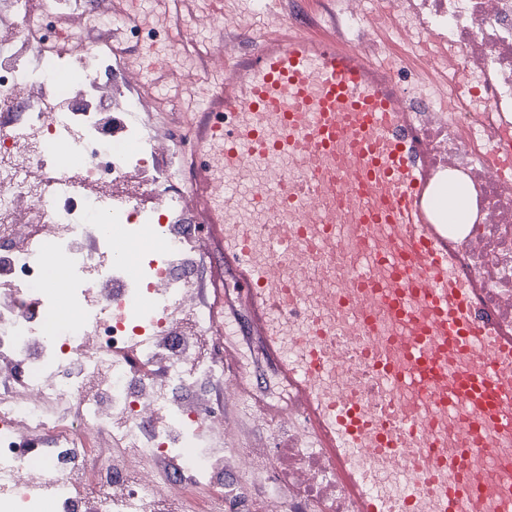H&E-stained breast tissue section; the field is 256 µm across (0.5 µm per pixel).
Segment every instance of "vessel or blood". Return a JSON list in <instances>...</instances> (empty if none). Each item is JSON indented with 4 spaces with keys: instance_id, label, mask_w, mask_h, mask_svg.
I'll return each mask as SVG.
<instances>
[{
    "instance_id": "1",
    "label": "vessel or blood",
    "mask_w": 512,
    "mask_h": 512,
    "mask_svg": "<svg viewBox=\"0 0 512 512\" xmlns=\"http://www.w3.org/2000/svg\"><path fill=\"white\" fill-rule=\"evenodd\" d=\"M140 2L106 13L143 39L104 41L153 107L184 118L174 157L200 248L221 256L209 308L240 391L298 414L355 512H512V329L429 219L396 84L272 10L244 43L224 38L227 0ZM198 10L206 40L181 23ZM231 311L267 362L264 391ZM340 356L356 374L345 392ZM376 463L403 480L388 487Z\"/></svg>"
}]
</instances>
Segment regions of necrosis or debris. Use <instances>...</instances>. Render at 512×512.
<instances>
[{
    "label": "necrosis or debris",
    "mask_w": 512,
    "mask_h": 512,
    "mask_svg": "<svg viewBox=\"0 0 512 512\" xmlns=\"http://www.w3.org/2000/svg\"><path fill=\"white\" fill-rule=\"evenodd\" d=\"M318 33L395 57L430 169L468 184L476 217L448 237L512 326V180L490 162L512 127V0H314ZM139 77L0 41V512H353L293 413L283 448H223L224 372L196 260L170 218L192 210L154 163L174 143L134 120ZM80 157L57 159V146ZM137 246L136 276L118 257ZM72 315H54L53 257Z\"/></svg>",
    "instance_id": "obj_1"
}]
</instances>
